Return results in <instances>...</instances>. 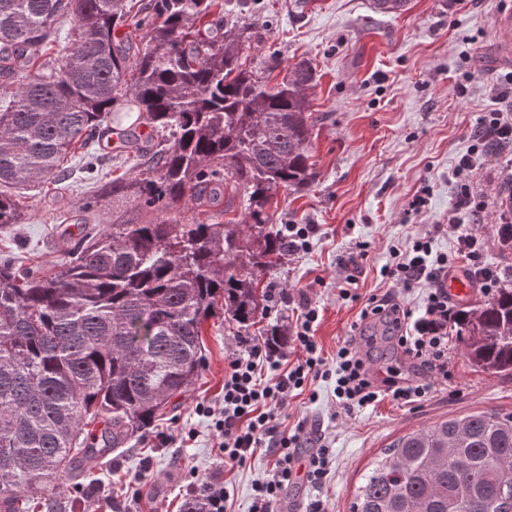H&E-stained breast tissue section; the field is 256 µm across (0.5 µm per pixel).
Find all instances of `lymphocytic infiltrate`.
<instances>
[{"label": "lymphocytic infiltrate", "instance_id": "lymphocytic-infiltrate-1", "mask_svg": "<svg viewBox=\"0 0 512 512\" xmlns=\"http://www.w3.org/2000/svg\"><path fill=\"white\" fill-rule=\"evenodd\" d=\"M472 154L460 158L452 173L454 197L448 211V225L459 232L456 254L466 264L467 276L475 280L483 293L496 296L502 279L497 267L485 259L486 241L478 233L461 231L464 221H477L485 205L476 189L474 173L489 151L512 147V119L501 111L484 115L470 132ZM433 236L426 233L411 237L405 253L396 255L382 270L383 278L393 287L411 288L427 283L429 293L421 315H413L398 297L370 296L363 318L384 322L397 351L411 360L418 371L417 380L398 383L385 379L376 383L368 366L370 342L366 336H351L336 349L334 362L322 356L312 334L318 319L315 308L304 306L294 345L288 350L272 348L266 341L239 338L238 347L229 355L224 370V405L222 409L200 406V413L212 417L214 429L224 450L223 465L242 466L258 449L272 454L276 463L268 474L253 485V512H269L285 488L297 478L311 484L321 483L330 471V450L322 440H315L306 461L297 453L307 438L304 424L281 431L276 413L294 393L308 384L333 379L336 400L351 411L377 401L382 395L404 405H414L428 397L436 381L448 377V323L452 311L443 281L451 267L444 255H434ZM270 378H263V371Z\"/></svg>", "mask_w": 512, "mask_h": 512}]
</instances>
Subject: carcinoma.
I'll list each match as a JSON object with an SVG mask.
<instances>
[{
  "label": "carcinoma",
  "mask_w": 512,
  "mask_h": 512,
  "mask_svg": "<svg viewBox=\"0 0 512 512\" xmlns=\"http://www.w3.org/2000/svg\"><path fill=\"white\" fill-rule=\"evenodd\" d=\"M215 0H0V225L17 193L65 179L71 152L90 178L109 157L143 158L101 188L163 219L85 234L57 269L0 259V512H29L46 487L76 480L145 433L187 393L204 361V323L242 328L288 254L272 203L315 178L298 65L252 67L250 23L203 24ZM232 188L244 224L179 217ZM478 369L512 374V289L454 321ZM103 424L100 442L86 426ZM350 512H512V412L484 411L409 432L363 475Z\"/></svg>",
  "instance_id": "cac0c4a2"
}]
</instances>
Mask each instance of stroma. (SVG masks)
Instances as JSON below:
<instances>
[{
  "instance_id": "1",
  "label": "stroma",
  "mask_w": 512,
  "mask_h": 512,
  "mask_svg": "<svg viewBox=\"0 0 512 512\" xmlns=\"http://www.w3.org/2000/svg\"><path fill=\"white\" fill-rule=\"evenodd\" d=\"M259 40L243 61L276 56L282 69L307 62L315 72L308 92L314 117L309 161L315 181L301 191L280 192L274 225L313 224L307 252L285 257L268 274L275 298L247 333L262 336L267 324L294 335L300 295L318 311L314 336L325 357L354 335L370 296L391 286L380 270L393 252L406 249L415 233L433 232V251L454 255L456 234L447 230L452 172L472 141L470 129L496 109L493 89L512 81V42L501 18L512 16V0H409L397 15L378 13L372 0H247ZM485 211L475 232L489 242L488 261L512 288V246L496 240V226L512 202V153L484 159L476 175ZM91 180L75 173L59 184L27 191L20 201L22 223L0 226V255L17 264L49 268L66 260L71 227L94 231L111 224L157 221L132 201L104 200L90 211L82 205ZM426 204L414 210L416 196ZM357 261L350 296L340 286L345 268ZM224 315L204 325L205 362L186 398L90 473L79 489L47 488L55 512H184L193 488L219 475L229 492L228 512H251L256 478L270 470L273 456L256 452L238 468L221 471V453L210 418L197 405L222 406L224 366L243 333ZM450 377L418 407L384 398L345 413L336 405L333 380H319L290 398L279 424L324 435L333 467L322 485L288 486L274 512H307L313 502L325 512H349L363 474L398 437L451 418L486 411L512 412V375L471 365L458 336L448 338ZM373 369L378 378H413L416 369L387 337L375 336Z\"/></svg>"
}]
</instances>
